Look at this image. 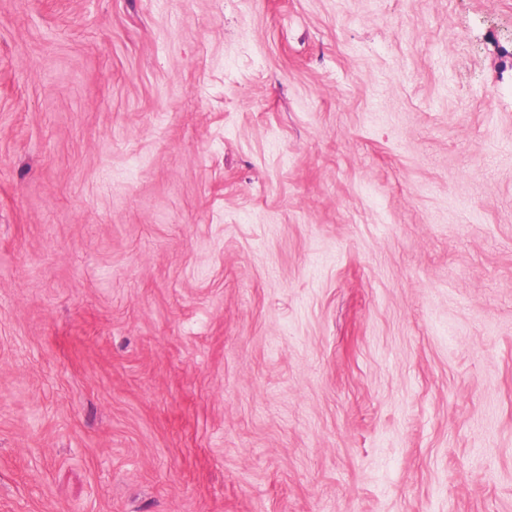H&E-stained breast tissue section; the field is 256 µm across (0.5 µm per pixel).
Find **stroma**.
Returning <instances> with one entry per match:
<instances>
[{
    "instance_id": "obj_1",
    "label": "stroma",
    "mask_w": 512,
    "mask_h": 512,
    "mask_svg": "<svg viewBox=\"0 0 512 512\" xmlns=\"http://www.w3.org/2000/svg\"><path fill=\"white\" fill-rule=\"evenodd\" d=\"M0 512H512V0H0Z\"/></svg>"
}]
</instances>
